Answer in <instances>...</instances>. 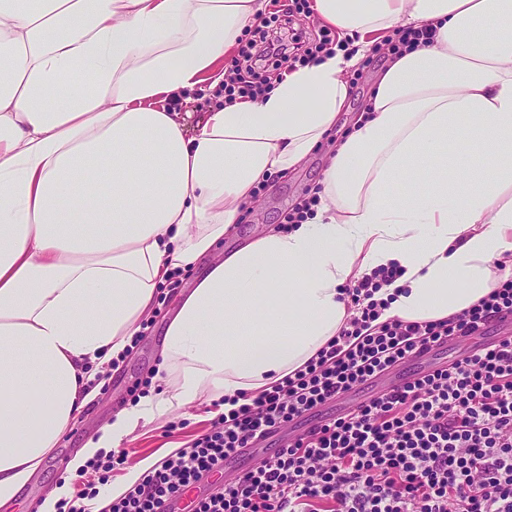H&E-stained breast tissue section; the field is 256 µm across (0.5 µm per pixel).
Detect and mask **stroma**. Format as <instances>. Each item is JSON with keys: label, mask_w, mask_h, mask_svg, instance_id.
I'll list each match as a JSON object with an SVG mask.
<instances>
[{"label": "stroma", "mask_w": 512, "mask_h": 512, "mask_svg": "<svg viewBox=\"0 0 512 512\" xmlns=\"http://www.w3.org/2000/svg\"><path fill=\"white\" fill-rule=\"evenodd\" d=\"M386 52H376L369 66H358L359 78L351 90L348 107L335 129L315 152L311 160L285 175L274 178V189L260 192L259 204L246 212L243 224L238 225L235 236L225 238L215 246L211 260L223 258L246 240L257 236L264 228L283 223L288 210L300 199L312 194L320 178L324 159L333 145L341 142L353 121L365 105L375 87V76L386 64ZM196 271L181 273L176 288H165L159 304L147 320L148 328L137 345L113 368L112 378L93 403L81 415L75 428L66 434L57 448L45 459L41 469L10 504V512H31L32 506L55 490L63 475L64 465L85 442L95 436L99 428L109 422L114 413L126 407L133 399L135 389L145 387L160 360L165 326L176 308L177 292L192 288ZM215 415L212 403L195 404L185 421H156L135 438L127 456L126 465H133L147 456L164 459L172 449L183 447L188 441L205 434Z\"/></svg>", "instance_id": "1"}]
</instances>
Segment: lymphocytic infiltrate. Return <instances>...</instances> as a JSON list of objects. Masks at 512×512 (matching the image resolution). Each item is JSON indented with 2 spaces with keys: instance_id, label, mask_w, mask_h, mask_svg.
I'll list each match as a JSON object with an SVG mask.
<instances>
[{
  "instance_id": "obj_1",
  "label": "lymphocytic infiltrate",
  "mask_w": 512,
  "mask_h": 512,
  "mask_svg": "<svg viewBox=\"0 0 512 512\" xmlns=\"http://www.w3.org/2000/svg\"><path fill=\"white\" fill-rule=\"evenodd\" d=\"M310 12V0H289L286 12L265 21L225 77V100L260 94L270 57L303 65L339 47L335 32L323 29L303 51H290L301 36L283 37V27ZM399 276L387 267L362 277L348 291L354 316L316 357L251 402L216 414L206 434L112 500L108 512H169L177 498L187 512H512L511 337L322 420L251 468L224 476L225 460L240 449L422 349L512 314L509 279L447 320L378 323L385 302L377 293ZM122 463L111 452L87 462L59 512H85L83 500L94 499ZM214 476L216 491L196 494Z\"/></svg>"
}]
</instances>
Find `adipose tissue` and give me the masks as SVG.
<instances>
[{
	"instance_id": "adipose-tissue-1",
	"label": "adipose tissue",
	"mask_w": 512,
	"mask_h": 512,
	"mask_svg": "<svg viewBox=\"0 0 512 512\" xmlns=\"http://www.w3.org/2000/svg\"><path fill=\"white\" fill-rule=\"evenodd\" d=\"M263 9L0 0V507L94 401L162 285L315 153L347 73L398 28L425 24L432 39L379 73L313 216L268 228L182 293L151 389L68 461L39 512L148 424L300 369L350 318L345 288L377 268L404 270L380 291L384 321L448 319L512 278V0H314L349 48L258 97L173 109L183 92L223 87L225 55Z\"/></svg>"
}]
</instances>
